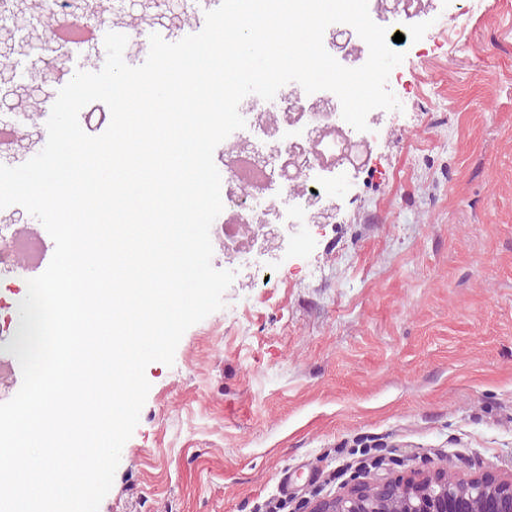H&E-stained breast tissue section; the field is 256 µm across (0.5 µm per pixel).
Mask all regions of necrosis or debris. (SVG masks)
<instances>
[{
	"label": "necrosis or debris",
	"instance_id": "4bbe7bcc",
	"mask_svg": "<svg viewBox=\"0 0 512 512\" xmlns=\"http://www.w3.org/2000/svg\"><path fill=\"white\" fill-rule=\"evenodd\" d=\"M238 111L247 131L224 152V221L214 239L237 285L255 288L313 230L335 223L341 186L369 171L385 131L372 113L366 130H357L343 119L333 92L309 94L296 82L280 87L272 100L249 99ZM23 247L15 226L1 224L0 342L17 332L1 297L29 278L17 259Z\"/></svg>",
	"mask_w": 512,
	"mask_h": 512
}]
</instances>
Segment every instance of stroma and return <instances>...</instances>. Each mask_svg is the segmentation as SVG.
<instances>
[{"instance_id":"stroma-1","label":"stroma","mask_w":512,"mask_h":512,"mask_svg":"<svg viewBox=\"0 0 512 512\" xmlns=\"http://www.w3.org/2000/svg\"><path fill=\"white\" fill-rule=\"evenodd\" d=\"M399 25L390 138L344 191L335 231L263 288H229L150 383L98 512H295L364 464L434 462L512 475V0H444ZM104 43L48 70L12 55L0 119L37 151L35 111L94 66ZM320 266L316 279L307 265Z\"/></svg>"}]
</instances>
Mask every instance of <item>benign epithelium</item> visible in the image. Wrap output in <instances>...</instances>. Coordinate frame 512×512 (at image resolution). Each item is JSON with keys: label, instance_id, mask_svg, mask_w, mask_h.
I'll return each instance as SVG.
<instances>
[{"label": "benign epithelium", "instance_id": "1", "mask_svg": "<svg viewBox=\"0 0 512 512\" xmlns=\"http://www.w3.org/2000/svg\"><path fill=\"white\" fill-rule=\"evenodd\" d=\"M298 512H512V478H459L412 468L401 477H354L330 498L306 501Z\"/></svg>", "mask_w": 512, "mask_h": 512}]
</instances>
